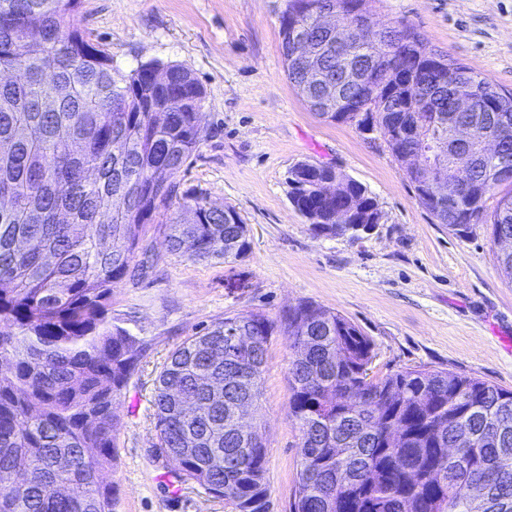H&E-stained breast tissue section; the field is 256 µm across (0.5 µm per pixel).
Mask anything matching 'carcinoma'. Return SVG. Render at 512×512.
Wrapping results in <instances>:
<instances>
[{
  "label": "carcinoma",
  "mask_w": 512,
  "mask_h": 512,
  "mask_svg": "<svg viewBox=\"0 0 512 512\" xmlns=\"http://www.w3.org/2000/svg\"><path fill=\"white\" fill-rule=\"evenodd\" d=\"M81 0H0V512H113L102 472L116 454L113 403L146 350L108 321L112 287L131 272L145 224H169V250L197 261L234 262L250 248L247 225L200 197L178 196L176 175L196 153L204 90L178 64L157 87L148 62L125 73L71 19ZM310 55L286 64L310 109L336 121V105L360 96L346 123L380 134L405 168L417 198L462 238L478 224L512 235V91L459 64L469 113L472 165L446 158L445 176H464L474 197H429L427 174L407 168L406 147L457 128L454 98L435 85L430 47L411 26L375 39H345L311 22ZM497 141L499 153L478 147ZM289 197L336 230V205L363 220L382 214L361 184L344 180L340 200L318 193L338 177L318 163L289 170ZM192 213L183 222L173 205ZM477 213L471 219L467 213ZM292 351L288 413L300 436L291 512H512V390L438 369L374 377L370 337L331 308L303 302L280 323L261 313L228 316L168 356L155 390L158 455L180 482L193 481L234 512H270L266 446L238 435L241 408L257 404L268 342Z\"/></svg>",
  "instance_id": "carcinoma-1"
}]
</instances>
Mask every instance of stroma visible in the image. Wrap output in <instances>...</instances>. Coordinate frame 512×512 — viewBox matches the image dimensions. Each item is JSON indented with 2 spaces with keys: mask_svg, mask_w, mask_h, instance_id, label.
<instances>
[{
  "mask_svg": "<svg viewBox=\"0 0 512 512\" xmlns=\"http://www.w3.org/2000/svg\"><path fill=\"white\" fill-rule=\"evenodd\" d=\"M383 26L406 23L429 44L512 89V0H365ZM284 0H82L76 21L116 66L186 67L205 92L200 146L176 176L180 193L229 205L249 229L233 264L170 252L145 227L143 271L112 289L114 325L148 344L117 396L116 457L104 482L114 512H232L176 481L157 442L153 405L170 353L224 317L280 321L310 301L334 309L374 344L372 373L430 367L512 390V285L497 270L490 229L460 238L423 208L379 134L319 118L289 82L279 16ZM324 163L372 193L380 224L357 238L315 233L291 204L289 167ZM288 339L272 336L261 399L248 421L266 445L270 512H289L300 432L288 415Z\"/></svg>",
  "mask_w": 512,
  "mask_h": 512,
  "instance_id": "obj_1",
  "label": "stroma"
}]
</instances>
